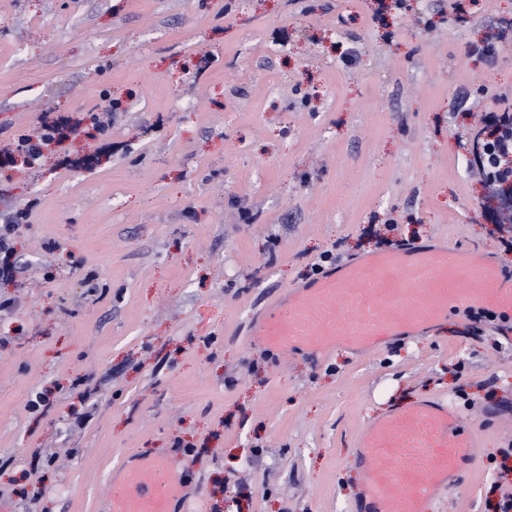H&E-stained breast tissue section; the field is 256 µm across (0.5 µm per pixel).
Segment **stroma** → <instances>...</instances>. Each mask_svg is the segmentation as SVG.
<instances>
[{
    "label": "stroma",
    "mask_w": 512,
    "mask_h": 512,
    "mask_svg": "<svg viewBox=\"0 0 512 512\" xmlns=\"http://www.w3.org/2000/svg\"><path fill=\"white\" fill-rule=\"evenodd\" d=\"M508 105L512 0H0V225L29 211L0 282V512H107L153 455L176 512H360L364 427L421 400L478 445L434 512H495L503 314L360 353L250 331L327 253L444 239L512 272L467 165ZM47 115L69 123L39 165L6 155Z\"/></svg>",
    "instance_id": "obj_1"
}]
</instances>
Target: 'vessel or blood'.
I'll use <instances>...</instances> for the list:
<instances>
[{
	"label": "vessel or blood",
	"instance_id": "b4317fda",
	"mask_svg": "<svg viewBox=\"0 0 512 512\" xmlns=\"http://www.w3.org/2000/svg\"><path fill=\"white\" fill-rule=\"evenodd\" d=\"M455 307L512 315V275L479 251L408 242L289 289L282 311L259 322L254 337L285 352L365 350L391 336L428 335ZM362 448L364 512H433L437 489L476 455L455 411L427 400L369 424ZM176 470L165 458L144 459L114 485L109 512H172Z\"/></svg>",
	"mask_w": 512,
	"mask_h": 512
}]
</instances>
